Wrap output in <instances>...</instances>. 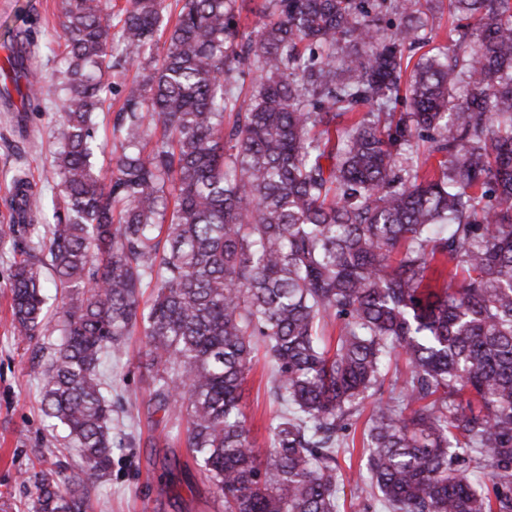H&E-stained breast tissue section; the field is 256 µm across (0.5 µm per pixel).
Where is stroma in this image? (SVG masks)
Returning a JSON list of instances; mask_svg holds the SVG:
<instances>
[{"label":"stroma","instance_id":"1","mask_svg":"<svg viewBox=\"0 0 512 512\" xmlns=\"http://www.w3.org/2000/svg\"><path fill=\"white\" fill-rule=\"evenodd\" d=\"M59 10L60 0H0V81L14 78L7 57L15 47L28 63V83L41 90L37 100L22 101L21 111L0 104V225L9 220L11 178L18 171H27L45 196L59 192L53 175L58 83L65 69ZM109 53L113 68L106 79L112 94L108 109L96 118L97 136L106 144L124 101L122 83L137 72L125 63L118 42H111ZM12 262L11 252L0 250V512H31V495L22 483L32 466L31 448H48V462L65 465L66 476H75L77 467L61 432L51 428L41 409V380L32 370L60 333L52 326L32 339L12 333ZM142 347V335L134 334L122 360L104 365L116 397L112 433L121 446L113 451L109 473L90 492L92 512H224L186 450L183 429L155 425L142 412L149 385L138 365ZM271 388L268 368L256 364L242 404L249 437L259 448L269 445L268 424L278 408Z\"/></svg>","mask_w":512,"mask_h":512}]
</instances>
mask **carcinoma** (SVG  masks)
I'll use <instances>...</instances> for the list:
<instances>
[{
    "mask_svg": "<svg viewBox=\"0 0 512 512\" xmlns=\"http://www.w3.org/2000/svg\"><path fill=\"white\" fill-rule=\"evenodd\" d=\"M108 2L61 0L49 235L21 174L0 228L15 335L54 321L46 272L63 290L41 405L79 473H25L32 512H86L116 447L102 365L138 328L148 417L185 427L224 512H338L336 449L368 398L365 480L387 512H512V0H448L474 23L404 95L403 49L424 42L433 0H264L249 32L236 0H183L169 30L164 0H129L125 58L162 37L165 52L125 86L103 172ZM389 13L403 22L387 31ZM251 67L242 108L226 75ZM260 349L282 406L263 451L242 409ZM399 358L408 376L384 398Z\"/></svg>",
    "mask_w": 512,
    "mask_h": 512,
    "instance_id": "cac0c4a2",
    "label": "carcinoma"
}]
</instances>
